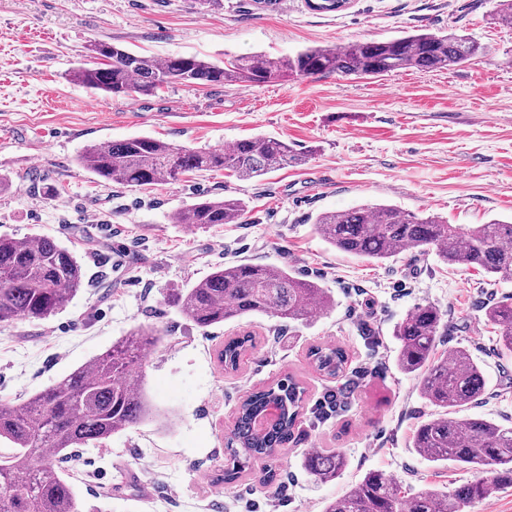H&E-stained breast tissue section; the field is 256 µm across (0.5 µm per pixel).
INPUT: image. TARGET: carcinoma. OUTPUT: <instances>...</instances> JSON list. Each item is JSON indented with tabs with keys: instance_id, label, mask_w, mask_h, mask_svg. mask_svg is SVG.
Returning a JSON list of instances; mask_svg holds the SVG:
<instances>
[{
	"instance_id": "cac0c4a2",
	"label": "carcinoma",
	"mask_w": 512,
	"mask_h": 512,
	"mask_svg": "<svg viewBox=\"0 0 512 512\" xmlns=\"http://www.w3.org/2000/svg\"><path fill=\"white\" fill-rule=\"evenodd\" d=\"M480 46L456 33H411L382 42H356L340 48L307 47L293 56H241L213 62L196 56L163 60L139 56L106 42L91 45L100 59L70 73L75 83L108 96H151L165 84L222 86L249 82L261 85L292 76L337 73L379 77L404 69L427 71L461 65L479 54ZM288 143L257 135L229 150H205L150 137H129L106 146H89L79 156L83 168L104 184L147 188L176 181L197 171H227L239 180L306 163ZM238 198H204L176 211L175 224L197 229L237 224L246 214ZM316 232L336 250L369 263H382L408 249L433 252L445 264L482 270L496 281L512 279V221L492 220L463 227L442 217L419 216L393 205L363 204L323 212L314 220ZM76 255L49 236L21 242L0 236V325L16 320H45L58 313L83 284ZM170 302L196 327L220 326L246 315H272L284 323L310 324L333 309L329 289L314 280L266 264L237 263L216 267L189 288L173 293ZM488 322L499 327V346L512 352V302L485 309ZM443 328L440 310L422 304L393 327L398 343L397 368L417 378L422 397L435 413L422 421L412 448L435 466L452 463L488 470L489 480H476L451 491L423 488L413 493L382 470L367 472L360 482L325 512H464L494 493L512 487V426L485 418H460L458 413L485 393L483 371L465 348L437 356ZM163 340L153 327H137L112 343L90 364L79 367L44 390L14 402L0 403V440L15 452L0 460V512H82L74 485L57 462L74 449L101 443L142 424L150 415L137 370L144 352ZM252 342L249 335L224 342L219 359L234 369ZM318 370L338 375L346 353L336 346L312 350ZM305 389L291 376L254 392L240 406L224 447L230 467L223 480L232 481L256 461L265 462L260 484H273L272 462L288 447ZM271 404L278 420L261 434L252 422ZM345 457L323 448L309 452L305 470L320 481L335 479Z\"/></svg>"
}]
</instances>
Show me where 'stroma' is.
Instances as JSON below:
<instances>
[{"label": "stroma", "mask_w": 512, "mask_h": 512, "mask_svg": "<svg viewBox=\"0 0 512 512\" xmlns=\"http://www.w3.org/2000/svg\"><path fill=\"white\" fill-rule=\"evenodd\" d=\"M498 11L499 0H347L337 11L312 10L307 0L284 8L257 0L209 8L193 0H0V234L53 237L84 270L81 289L55 316L0 326V402L52 385L136 326L165 337L142 365L156 418L61 464L86 512H324L371 470L411 493L477 478L413 452L414 429L433 408L416 379L397 370L392 329L416 305L437 307L446 325L439 353L468 348L486 380L462 417L510 426L512 353L498 351L484 309L512 302V281L494 283L414 250L384 264L361 262L325 243L314 217L372 203L452 224L512 219V25L501 24ZM421 29L467 35L483 52L440 71L174 84L150 97H109L68 78L94 63L89 46L98 41L158 59L219 61ZM258 134L310 158L250 181L201 171L147 190L103 185L78 162L88 145L139 135L220 150ZM202 195L244 200V222H172ZM234 262L316 280L336 306L309 325L256 315L203 330L168 303V293ZM244 333L256 346L237 371H225L217 351ZM320 344L345 349L340 377L312 363L309 350ZM287 373L307 400L276 482L262 487L256 465L216 483L240 403ZM335 391L342 397L332 410L324 398ZM313 448L344 455L336 479L320 482L304 470Z\"/></svg>", "instance_id": "stroma-1"}]
</instances>
